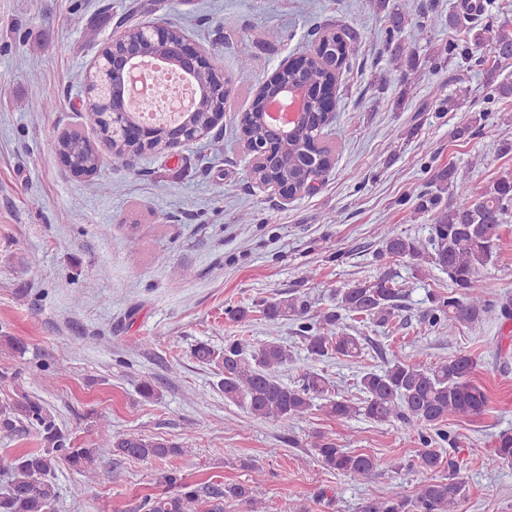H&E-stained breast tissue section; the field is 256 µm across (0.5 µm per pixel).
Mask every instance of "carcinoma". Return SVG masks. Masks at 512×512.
Masks as SVG:
<instances>
[{"instance_id":"1","label":"carcinoma","mask_w":512,"mask_h":512,"mask_svg":"<svg viewBox=\"0 0 512 512\" xmlns=\"http://www.w3.org/2000/svg\"><path fill=\"white\" fill-rule=\"evenodd\" d=\"M376 10L385 13L391 60L400 70L403 94H408L421 79L420 59L414 45L401 38L408 19L390 0H372ZM484 12L483 0H461L457 9L448 11V28L456 32L441 50L432 52L427 63L434 70L450 63L469 69L485 68L487 103L497 105L512 100V81L498 79L502 57L512 56V26L509 21L494 27L477 28L467 21ZM440 16L424 14L415 23L414 41L428 39ZM352 33L328 32L317 48H309L300 66L281 74V80L293 81L303 76L317 87L338 79L348 58V41ZM431 97L438 111H451L459 99L432 88ZM486 112H473L465 122L449 132L452 142H465L485 126ZM324 117L313 98L311 107L288 144L268 157V169H256L259 179L274 178L291 187L302 186L322 175L330 159L319 147ZM252 142L260 147L273 140L270 129L254 116L251 122ZM115 159L127 158L141 151L135 142L116 139L111 142ZM57 149L78 159L85 170L97 168L98 158L87 141L77 133L69 134L56 144ZM448 200H443L445 193ZM434 212L433 224L422 239L402 234H387L380 257L411 261L417 273L434 266L448 277V292L430 295L431 306L425 319L431 327L452 332L483 320L490 312L486 285L478 279L480 268L494 261L499 252L501 227L512 212V177H501L481 191L474 192L458 178L456 166L450 164L435 171L430 190L421 194L413 212ZM403 290L396 286L394 275L382 273L372 280L356 281L333 294L332 308L313 313L309 297L291 293L263 301L256 310L245 307L224 311L229 319L242 322L257 312L273 323L294 320L303 333L306 361L299 366V380L288 384L280 378L281 368L292 360L288 348L277 340L248 345L240 340L224 342L222 350L207 343L192 348V356L206 364L219 361L224 398L250 415L271 421L296 424L307 420L315 411L327 417L347 420L361 416L371 422H399L405 431L417 434L422 448L417 455L424 471H445L443 477L428 478L410 490L394 491L365 503L362 512H460L466 498L460 466L445 456L436 444L446 442L454 447L457 437L445 429L448 418L472 419L489 406L486 389L473 379L477 363L469 354L459 353L427 366L415 355L400 352L379 369L362 372L359 391L363 397L354 400L339 395L329 379L310 366V362L326 358L357 360L365 350L364 337L349 321L358 319L378 326L389 324L402 310ZM25 424L42 435L48 443L19 453L13 459L9 480L0 490V512H55L57 501L56 469L60 461L81 473L94 474L98 462L111 457L137 460L153 458L173 460L183 452L178 444L143 435L108 433L103 428L100 439L89 448H73L56 422L54 413L41 402L28 397L22 401L0 404V431L12 432ZM307 445L325 467L358 482H368L377 469L376 460L364 453L340 448L336 440L321 431L307 434ZM488 469L512 466V430L497 435L495 448L485 458ZM167 491L145 497L139 509L143 512H198L202 500L217 501L213 512H221V499L244 503L250 512H261L253 488L229 482L223 487L208 483L191 484L175 465L159 477Z\"/></svg>"}]
</instances>
